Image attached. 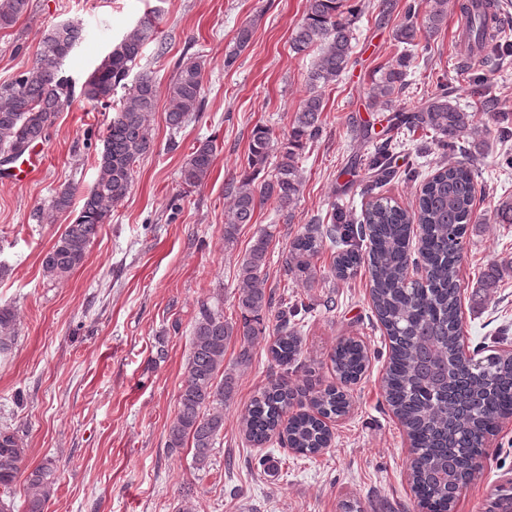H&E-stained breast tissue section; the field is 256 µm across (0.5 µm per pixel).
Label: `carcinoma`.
Returning <instances> with one entry per match:
<instances>
[{"label":"carcinoma","instance_id":"cac0c4a2","mask_svg":"<svg viewBox=\"0 0 512 512\" xmlns=\"http://www.w3.org/2000/svg\"><path fill=\"white\" fill-rule=\"evenodd\" d=\"M349 0H307L306 13L296 27L291 49L301 55L316 47L318 61L307 75V89L295 112L288 136L280 140L266 125L255 126L250 135L246 165L252 172L229 180L224 188L230 205L224 214V247L231 249L244 224L253 223L256 209L268 201L279 212L290 211L299 199L303 177L300 160L306 145L322 133V89L336 81L352 64L353 24L358 9ZM461 7L467 18L468 45L484 50V24L472 22L470 9L456 0H428V10L418 18L413 0L404 4L395 27L398 42L414 45L417 32L439 30L449 8ZM32 0H0V29L11 27L28 13ZM161 21L157 9L139 19L87 78L83 96L109 106L115 88L124 83L141 58L144 46L154 38ZM83 40V27L75 22L49 26L42 34L33 72L0 85V154L29 150L48 135L57 114L69 107L74 96L72 82L64 75V62ZM412 53L401 55L368 89L370 100L384 106L407 85ZM203 65L189 58L176 66L167 87L166 121L176 132L186 119L203 109ZM159 97V86L148 73L138 76L120 100L109 121L102 148L97 154V178L82 195L74 222L66 225L42 261L44 277L59 281L80 267L101 225L112 216V207L130 192L137 160L153 149L150 123ZM388 136L372 143L361 155L372 174L361 195L372 200L356 220L345 202H333L329 223L311 224L290 242L284 270L304 283L317 276L311 259L325 245L337 250L332 274L345 279L365 265L376 316L390 340L389 365L384 377L385 399L405 429L415 457L410 463L411 489L421 512H451L448 482L483 450L475 447V434L492 432L498 417L512 414V355H486L484 366L467 370L460 366L461 284L463 240L472 224H512V200L498 202L487 217L475 211V173L468 162L441 164L423 180L416 204L402 208L388 198L373 195L381 182L393 176L390 150L397 144L391 131L435 133L444 149L482 148L485 141L475 114L448 96L442 87L428 103L411 112H399ZM216 147L207 140L197 146L180 169L182 185L201 186L209 177ZM275 158L270 175L258 180L269 158ZM75 193L57 191L48 208L69 210ZM272 227L258 230L238 260L237 319L224 316V298L200 303L195 313L185 379L177 397L175 416L167 435V448L190 446L195 465L208 464L224 431V402L236 386L233 370L224 368V352L231 341L239 344L236 365L251 361L253 347L271 339L268 351L281 367L296 363L301 353L300 329L313 307L300 297L275 303L267 287L266 269ZM368 243L367 254L359 251ZM421 269L423 278L408 280L409 267ZM500 270L492 265L476 281V290L498 287ZM13 307L0 306V352L9 350L16 335ZM339 380L351 384L360 379L368 355L353 339L341 340L331 357ZM308 400L310 410L286 416L292 401ZM345 395L334 386L315 389L309 384L291 385L282 377L270 382L252 399L240 418L245 439L263 448L277 439L303 456L328 448L331 432L324 419L346 413ZM26 449L16 431L0 429V489L10 493L24 478L25 512H47L55 480L50 464L25 472ZM485 512H512V487L499 488Z\"/></svg>","mask_w":512,"mask_h":512}]
</instances>
